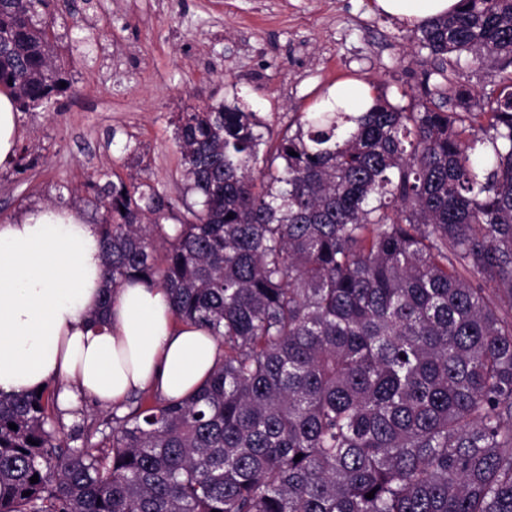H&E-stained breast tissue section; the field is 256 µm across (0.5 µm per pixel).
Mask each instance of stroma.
<instances>
[{"mask_svg": "<svg viewBox=\"0 0 512 512\" xmlns=\"http://www.w3.org/2000/svg\"><path fill=\"white\" fill-rule=\"evenodd\" d=\"M56 9L72 87L20 113L15 157L0 164V222L63 198L99 223L84 182L103 172L181 199L176 124L193 108L236 106L276 135L337 81H363L406 107L439 79L414 30L370 0H58Z\"/></svg>", "mask_w": 512, "mask_h": 512, "instance_id": "obj_1", "label": "stroma"}]
</instances>
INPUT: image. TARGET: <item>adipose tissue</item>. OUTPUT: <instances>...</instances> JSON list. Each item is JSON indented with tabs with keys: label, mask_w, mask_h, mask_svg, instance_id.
Returning a JSON list of instances; mask_svg holds the SVG:
<instances>
[{
	"label": "adipose tissue",
	"mask_w": 512,
	"mask_h": 512,
	"mask_svg": "<svg viewBox=\"0 0 512 512\" xmlns=\"http://www.w3.org/2000/svg\"><path fill=\"white\" fill-rule=\"evenodd\" d=\"M460 0H374L375 9L415 29ZM102 243L78 210L30 208L0 224V392L59 388L58 406L85 398L105 406L152 390L185 397L214 370L207 332L177 322L166 293L125 283L106 318L91 321L103 293Z\"/></svg>",
	"instance_id": "ef3b65f1"
}]
</instances>
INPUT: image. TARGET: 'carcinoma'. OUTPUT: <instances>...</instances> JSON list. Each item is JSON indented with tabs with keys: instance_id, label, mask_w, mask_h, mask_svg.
<instances>
[{
	"instance_id": "carcinoma-1",
	"label": "carcinoma",
	"mask_w": 512,
	"mask_h": 512,
	"mask_svg": "<svg viewBox=\"0 0 512 512\" xmlns=\"http://www.w3.org/2000/svg\"><path fill=\"white\" fill-rule=\"evenodd\" d=\"M54 22L50 0H0L22 111L71 89ZM417 42L441 74L491 63L493 88L450 112L439 86L378 94L276 138L236 106L182 112L181 209L89 177L92 318L149 282L219 358L192 394L97 424L66 425L48 389L0 393V512H512V0H461Z\"/></svg>"
}]
</instances>
